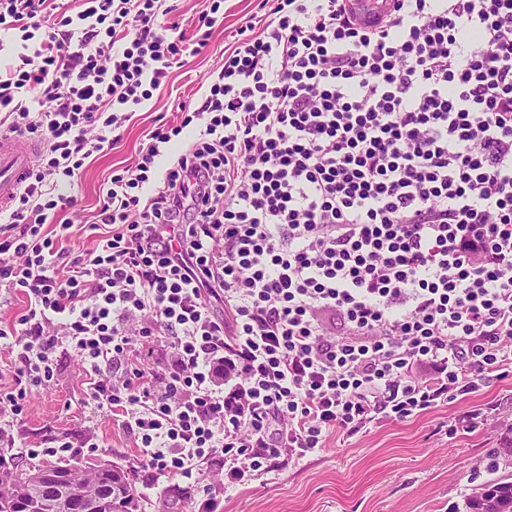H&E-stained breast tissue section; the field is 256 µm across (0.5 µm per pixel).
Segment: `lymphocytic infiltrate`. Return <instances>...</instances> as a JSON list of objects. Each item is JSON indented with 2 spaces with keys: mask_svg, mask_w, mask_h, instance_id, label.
Instances as JSON below:
<instances>
[{
  "mask_svg": "<svg viewBox=\"0 0 512 512\" xmlns=\"http://www.w3.org/2000/svg\"><path fill=\"white\" fill-rule=\"evenodd\" d=\"M263 8L108 178L81 251L58 217L86 159L208 46L222 0L190 41L158 0H0L22 47L0 136L42 144L0 209V288L26 299L0 327V417L64 344L149 480L208 466L233 490L512 375V0H396L373 31L344 0Z\"/></svg>",
  "mask_w": 512,
  "mask_h": 512,
  "instance_id": "lymphocytic-infiltrate-1",
  "label": "lymphocytic infiltrate"
}]
</instances>
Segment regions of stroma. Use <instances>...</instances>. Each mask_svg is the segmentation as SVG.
<instances>
[{
  "label": "stroma",
  "mask_w": 512,
  "mask_h": 512,
  "mask_svg": "<svg viewBox=\"0 0 512 512\" xmlns=\"http://www.w3.org/2000/svg\"><path fill=\"white\" fill-rule=\"evenodd\" d=\"M261 0H224V20L208 47L184 56L121 130L111 148L87 160L73 193L75 209L65 212L69 245L93 249V223L102 188L112 171L134 166L144 132L178 119V104L193 96L200 82L224 64V48L245 18L259 14ZM87 377L69 347L56 352L53 380L34 389L26 411L11 422L0 447L20 465H29L24 447L45 448L70 437L77 460L109 461L137 469L138 450L111 413L85 404ZM478 409L488 417L471 429L462 417ZM453 434H446V427ZM92 447H85V440ZM512 439V375L484 382L464 399L403 421H385L348 441L329 437L324 448L301 459L278 463L271 472L232 490L218 512H456L475 485L512 477V464L490 472L493 449Z\"/></svg>",
  "instance_id": "35a3bbf8"
}]
</instances>
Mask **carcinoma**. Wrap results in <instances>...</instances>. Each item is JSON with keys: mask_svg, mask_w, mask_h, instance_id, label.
I'll return each mask as SVG.
<instances>
[{"mask_svg": "<svg viewBox=\"0 0 512 512\" xmlns=\"http://www.w3.org/2000/svg\"><path fill=\"white\" fill-rule=\"evenodd\" d=\"M54 466L59 469H75L76 478L70 485L72 495H97L102 487L113 483L117 486L119 496L112 504V509L115 512H136L139 493L132 471L111 463L79 466L59 461ZM39 471L38 467L32 470L17 465H0V499L29 498L31 482ZM488 508H494L497 512H512V481L494 479L481 483L464 501L463 512H483Z\"/></svg>", "mask_w": 512, "mask_h": 512, "instance_id": "carcinoma-1", "label": "carcinoma"}]
</instances>
